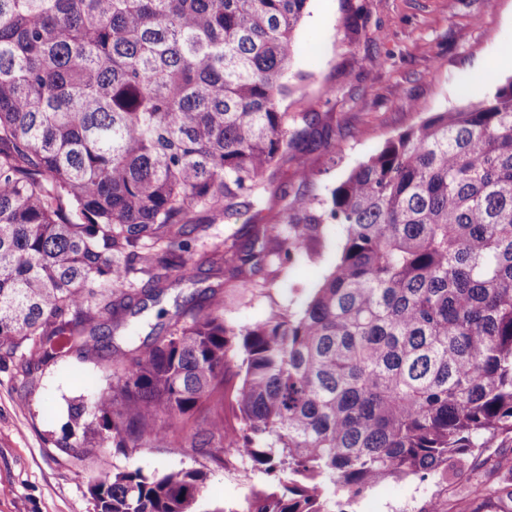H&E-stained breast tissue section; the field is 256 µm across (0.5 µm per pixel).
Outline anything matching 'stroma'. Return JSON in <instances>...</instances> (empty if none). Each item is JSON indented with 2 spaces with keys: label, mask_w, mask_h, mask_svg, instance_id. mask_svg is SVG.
I'll return each instance as SVG.
<instances>
[{
  "label": "stroma",
  "mask_w": 512,
  "mask_h": 512,
  "mask_svg": "<svg viewBox=\"0 0 512 512\" xmlns=\"http://www.w3.org/2000/svg\"><path fill=\"white\" fill-rule=\"evenodd\" d=\"M297 92L283 107L298 137L288 155V176H271L261 213L269 219L297 196L320 200L355 166L429 113L488 98L512 68V0H310L298 33ZM313 174L298 178V170ZM253 213L239 208L213 224L193 254L210 244L241 243ZM343 232L324 227L306 241L291 263H280L277 241L263 254L256 287L243 290L232 269L200 270L196 284L165 282L152 301L147 274L131 281L143 319L156 335H168L182 310L200 303L204 290L224 295V319L243 326L277 309L296 311L336 260ZM111 381L93 360L61 355L32 361L26 348L0 354V512H93L89 493L99 476L126 468L144 474L197 469L206 481L197 496L199 512H243L246 500L266 488L268 478L223 448L195 447L192 434L204 426L209 406L172 422L173 434L158 446L144 440L116 451L102 442L99 424L83 431L70 424L71 403L91 401ZM512 458V440L489 442L482 456L449 462L447 477L390 481L366 493L353 512H417L438 501L456 512L469 475L495 479L494 462Z\"/></svg>",
  "instance_id": "1"
}]
</instances>
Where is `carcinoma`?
Returning <instances> with one entry per match:
<instances>
[{"mask_svg": "<svg viewBox=\"0 0 512 512\" xmlns=\"http://www.w3.org/2000/svg\"><path fill=\"white\" fill-rule=\"evenodd\" d=\"M309 0H0V349L43 363L132 348L95 411L112 447L163 445L168 419L242 377L214 439L270 477L244 512H349L390 480L448 473V460L512 435V78L491 97L433 112L331 190L294 199L249 243L182 257L264 175L288 162L297 29ZM289 225L280 237V226ZM336 262L297 312L224 322V295L150 344L115 289L136 270L196 282L198 263L261 270L257 244L288 262L323 226ZM474 500H512V463ZM197 469L118 471L90 486L94 512H196ZM242 354L237 347L229 349L224 362V389L221 394L224 395V424L227 428L238 426L235 414L231 410L232 392L239 383L240 366Z\"/></svg>", "mask_w": 512, "mask_h": 512, "instance_id": "cac0c4a2", "label": "carcinoma"}]
</instances>
